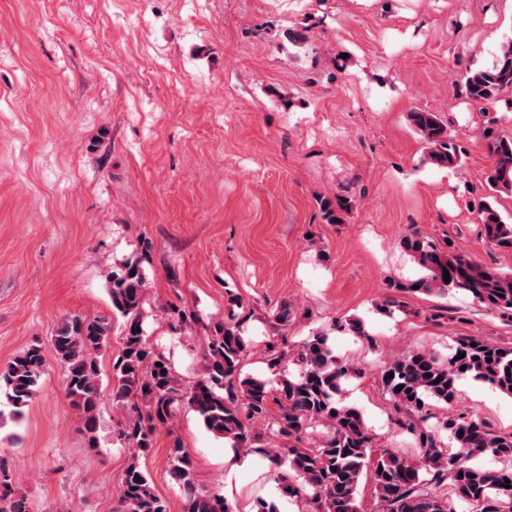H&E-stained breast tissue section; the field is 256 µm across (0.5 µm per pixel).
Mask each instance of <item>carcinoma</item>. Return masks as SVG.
I'll return each instance as SVG.
<instances>
[{
  "label": "carcinoma",
  "mask_w": 512,
  "mask_h": 512,
  "mask_svg": "<svg viewBox=\"0 0 512 512\" xmlns=\"http://www.w3.org/2000/svg\"><path fill=\"white\" fill-rule=\"evenodd\" d=\"M466 95L474 102L493 104L505 91H512V39L502 45L492 65L464 77ZM411 125L426 145L424 161L439 168L462 165V149L448 132V123L436 112L408 114ZM491 161L488 193L477 209L480 236L489 244L512 248V221L496 206V196L512 194V135L493 126L481 131ZM329 224L342 222L340 213L348 200L321 203ZM405 254L422 271L410 282H397V292H419L447 296L457 290L489 311L512 320V274H505L474 261L467 253L444 248L416 231L400 240ZM147 254L126 261L108 275L112 314L125 321L120 354L112 362V397L125 413L118 439L131 450L124 470L117 512H168L165 500L152 487L140 456L153 446L159 429L171 426L178 408L198 414L204 427L245 454H262L276 463L275 480L283 495L305 500L310 512H360L358 487L361 477L371 473L379 512H456L463 502L475 512H512V433L499 434L484 422L463 414H450L441 422L456 443V451L440 448L434 432L426 426L430 410L449 405L457 397V382L471 378L512 397V346L493 345L476 336L457 341L452 354L443 358L432 352L407 349L392 358L381 377L395 410L403 415L398 425L415 436L419 455L410 458L393 448L377 453L362 412L341 398L346 378L358 370L337 355L329 336L316 333L303 341L293 354L278 344L267 345L268 364L274 382L242 373L249 339L237 310L238 296L228 297L224 320L214 324L204 338L200 375L186 387L166 357L144 336V304L147 281L143 263ZM450 274L445 281L444 273ZM295 309L284 302L275 310V324L288 328ZM109 319L72 318L61 321L50 336V345L65 370L63 381L69 404L79 412L87 444L97 447L99 398L102 378L97 356L108 342ZM465 357L458 358V355ZM46 361L38 346L16 356L0 373L11 416L35 398ZM393 374L388 379L386 375ZM402 390H397V387ZM278 415L267 429L285 443L282 448L257 444L261 432L256 424L269 416V402ZM312 424L326 428L315 448H300L286 442L300 440ZM490 455L495 466H478L473 459ZM169 473L183 498V512H237L224 494L205 491L195 480V462L179 438L168 454ZM15 479L0 465V512H28L26 499L14 496ZM449 485L454 498H444L438 489Z\"/></svg>",
  "instance_id": "obj_1"
}]
</instances>
